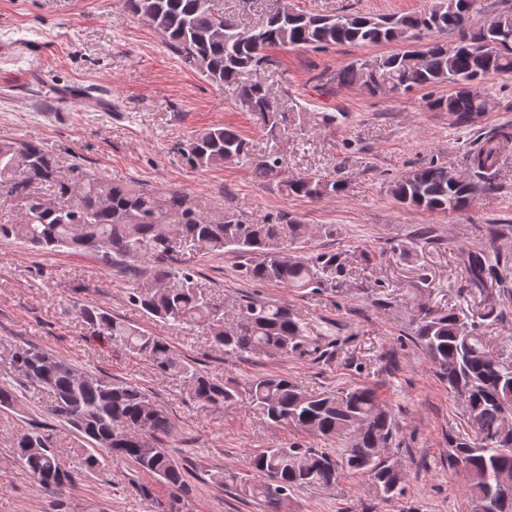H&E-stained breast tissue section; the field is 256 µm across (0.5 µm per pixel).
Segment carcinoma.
Returning a JSON list of instances; mask_svg holds the SVG:
<instances>
[{
    "label": "carcinoma",
    "mask_w": 512,
    "mask_h": 512,
    "mask_svg": "<svg viewBox=\"0 0 512 512\" xmlns=\"http://www.w3.org/2000/svg\"><path fill=\"white\" fill-rule=\"evenodd\" d=\"M124 7L162 34L184 66L212 85L231 88L244 107L261 115L272 134L285 126L286 114L274 107L262 79L242 83L240 76L257 75L271 66L267 49L274 46L326 49L401 42L400 49L349 63L336 74L337 84L377 94L446 83L451 87L448 96L433 100L431 106L460 123L471 122L474 111L488 109L487 98L471 94L468 85H479L489 73L512 74V7L477 27L471 21V0H438L428 13L401 16L309 14L278 4L255 26L220 12L213 0H124ZM448 34L456 35L451 45L443 39ZM422 36L431 39L426 49L407 44ZM511 139L507 132L486 138L470 155V177L452 182L448 168L431 161L392 181L390 192L417 209L460 211L493 187L500 155ZM182 152L190 166L208 167L247 160L250 148L235 128L214 125L196 131ZM252 172L259 179H280L283 190L297 197L321 199L346 190L341 181L313 174L284 178L277 156L256 161ZM2 190L20 206L23 219L0 224V238L13 237L41 250L98 253L122 273L126 259L148 260L149 282L134 289L132 300L165 323L206 330L224 354L311 355L320 350L319 337L310 335L287 304L250 301L228 322L224 308L208 297L193 270L163 264L164 257L181 247L233 253L240 259L242 276L257 283L314 291L336 287L343 274L336 254L287 255L281 250L279 239L285 235L293 242L312 235L299 218L290 216L283 224H247L222 206L206 210L180 189L112 182L78 164L63 169L45 146L25 140H0ZM504 237L490 228L485 249L463 255L465 287L495 288L486 319L498 318L512 306V252ZM79 316L98 335L144 358L153 369L188 382L205 404H224L244 395L272 424L326 440L347 438L339 458L323 448L299 445L256 453L250 461L252 480L243 484V491L264 501L268 512H281L289 492L332 487L347 471L367 475L376 494L385 499L400 494L405 475L379 452L392 442L396 422L374 388L359 384L336 392H309L293 378L276 374L249 381L241 392L198 372L163 338L104 308L84 305ZM410 325L412 339L435 374L465 408L466 428L448 436V467L462 470L472 507L503 512L500 504L507 501L512 512V362L495 355L491 337L461 311L421 303L412 308ZM0 366L5 367L0 409L11 408L17 400V376L46 390L50 414L82 438L72 449L78 460L72 471L61 466L60 455L40 428L15 438L14 454L46 492L62 497L77 471H94L102 460L115 456L168 487L160 512H183L187 480L159 440L170 431V419L138 386L87 376L31 345L1 346Z\"/></svg>",
    "instance_id": "cac0c4a2"
}]
</instances>
